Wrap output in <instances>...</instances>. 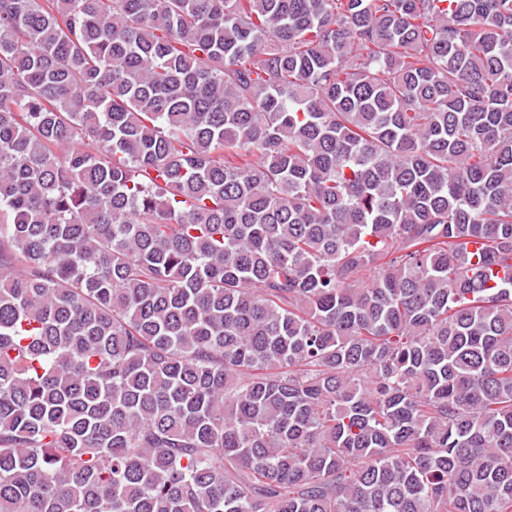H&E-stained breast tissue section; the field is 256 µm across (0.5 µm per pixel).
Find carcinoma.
I'll list each match as a JSON object with an SVG mask.
<instances>
[{
  "instance_id": "carcinoma-1",
  "label": "carcinoma",
  "mask_w": 512,
  "mask_h": 512,
  "mask_svg": "<svg viewBox=\"0 0 512 512\" xmlns=\"http://www.w3.org/2000/svg\"><path fill=\"white\" fill-rule=\"evenodd\" d=\"M0 512H512V0H0Z\"/></svg>"
}]
</instances>
